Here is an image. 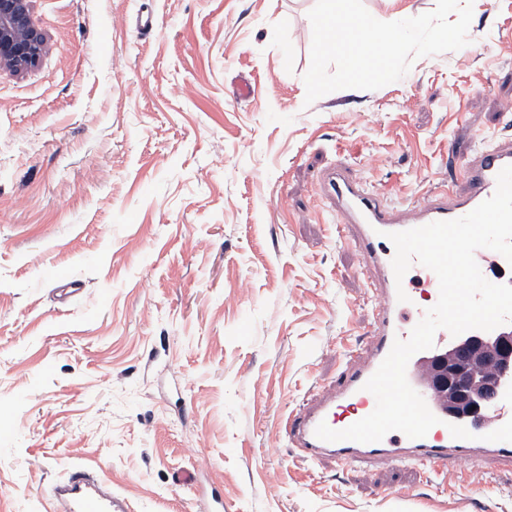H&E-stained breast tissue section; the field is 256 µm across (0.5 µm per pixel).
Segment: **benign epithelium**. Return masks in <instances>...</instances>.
Listing matches in <instances>:
<instances>
[{
    "label": "benign epithelium",
    "mask_w": 512,
    "mask_h": 512,
    "mask_svg": "<svg viewBox=\"0 0 512 512\" xmlns=\"http://www.w3.org/2000/svg\"><path fill=\"white\" fill-rule=\"evenodd\" d=\"M46 44L30 17L29 0H0V65L21 71L36 65ZM512 370V332L464 336L430 364V384L448 414L479 419L498 397L502 375Z\"/></svg>",
    "instance_id": "obj_1"
}]
</instances>
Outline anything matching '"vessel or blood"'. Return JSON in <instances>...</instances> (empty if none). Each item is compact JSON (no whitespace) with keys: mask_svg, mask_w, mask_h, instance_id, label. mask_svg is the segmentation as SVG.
Segmentation results:
<instances>
[{"mask_svg":"<svg viewBox=\"0 0 512 512\" xmlns=\"http://www.w3.org/2000/svg\"><path fill=\"white\" fill-rule=\"evenodd\" d=\"M512 165V139L504 138L481 145L462 159L460 179L431 191L419 202L401 207L386 203L384 193L349 174L343 166L323 172L320 188L330 199L329 212L339 239L352 245L359 256L358 273H370L367 282L372 297L367 343L348 352L343 369L334 383L321 394L304 399L284 421L281 435L288 447L306 461L333 459L348 470L359 464L413 465L440 476L449 467H482L487 461L512 464V378L506 379L495 403L480 424L450 420L443 402L427 377L431 352H444L455 339L447 330H438L432 350L414 354L407 366L409 384L424 398L439 423L425 437L411 439L394 431L372 443L351 440L327 442L316 437L319 423L342 430L369 415L376 406L374 396L365 390L366 381L376 372L395 339H407L424 312L414 297L413 271L396 280L392 268L394 247L389 233L421 227L440 220L463 217L496 189L500 170ZM476 262L490 282L501 283V274L512 265L499 253L479 249ZM407 301H399L398 291ZM53 512H131L129 500L109 490L101 479L86 468H69L52 488Z\"/></svg>","mask_w":512,"mask_h":512,"instance_id":"vessel-or-blood-1","label":"vessel or blood"}]
</instances>
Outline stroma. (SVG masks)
<instances>
[{"mask_svg":"<svg viewBox=\"0 0 512 512\" xmlns=\"http://www.w3.org/2000/svg\"><path fill=\"white\" fill-rule=\"evenodd\" d=\"M315 4L30 0L41 58L0 66V512H48L71 466L137 512H512L508 467L343 472L279 439L371 318L320 173L408 204L448 144L512 137V0H474L469 44L401 80L309 104ZM190 442L221 508L178 480Z\"/></svg>","mask_w":512,"mask_h":512,"instance_id":"stroma-1","label":"stroma"}]
</instances>
